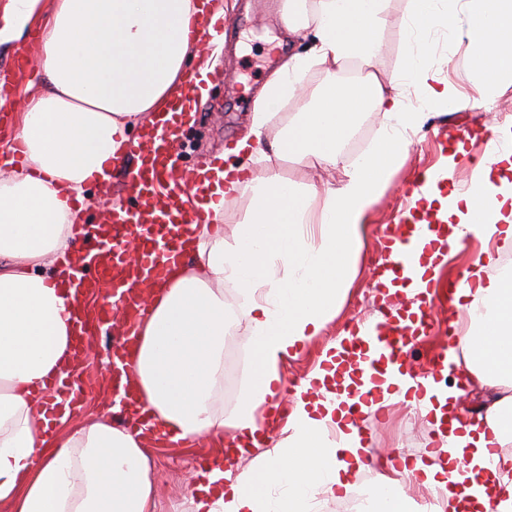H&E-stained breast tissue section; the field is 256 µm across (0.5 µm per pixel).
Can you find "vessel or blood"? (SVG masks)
Here are the masks:
<instances>
[{
  "label": "vessel or blood",
  "mask_w": 512,
  "mask_h": 512,
  "mask_svg": "<svg viewBox=\"0 0 512 512\" xmlns=\"http://www.w3.org/2000/svg\"><path fill=\"white\" fill-rule=\"evenodd\" d=\"M182 120L178 110L161 113L140 140L128 145V154L138 163L126 171L124 211L104 212L98 224H79L73 230L84 245L69 260L73 302L81 304L88 295L101 298L97 315L77 324L75 352L83 354L105 330H112V393L134 429L140 428L144 414L130 361L135 327L147 313L151 291L167 281L172 264L182 256L191 224L200 219L198 211L184 202L197 184L179 166L175 133ZM385 236L397 254L394 269L416 265L423 270L426 289L419 295V310L405 316L385 311L382 322L371 330L362 322L354 325L347 350L323 368L340 380L355 372L380 376L386 364L396 365L407 385L406 399L422 409L436 402L435 386L448 366V355L443 349L432 352L421 368L411 365L408 357L411 343L447 328L446 320L435 314L447 296L433 288L434 269L429 264L431 256L448 250L447 227L422 210L402 223L387 225ZM50 389L77 405L94 393L95 386L66 377L51 383Z\"/></svg>",
  "instance_id": "vessel-or-blood-1"
}]
</instances>
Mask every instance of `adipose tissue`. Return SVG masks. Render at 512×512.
<instances>
[{
	"label": "adipose tissue",
	"instance_id": "1",
	"mask_svg": "<svg viewBox=\"0 0 512 512\" xmlns=\"http://www.w3.org/2000/svg\"><path fill=\"white\" fill-rule=\"evenodd\" d=\"M473 70L481 92L512 79V0H468ZM385 0H281L288 34L309 29L313 44L289 57L255 100L253 126L237 152L257 149L266 165L245 177L216 161L202 170L207 188L196 206L188 259L172 271L149 303L135 357L139 394L165 441L183 445L225 430L258 432L259 408L274 397L282 361L336 315L364 246L366 218L393 169L404 159L406 133L423 115L404 111L371 69L378 56ZM39 85H27L24 110L11 129L18 159L0 164V512H158L151 465L141 437L104 414L87 417L56 439L46 438L40 399L51 377L63 374L73 333L64 287L65 256L76 250L71 227L84 210V192L111 170L136 123H152L183 94L185 65L198 56L200 0H6L0 41L20 39L38 14ZM456 0H411L413 44L397 80L416 84L444 111L458 97L431 74L422 52L436 28L456 30ZM368 67L359 81H328L308 91L312 65L331 76L350 61ZM309 98L272 139L268 117L288 100ZM381 112L394 131L366 155L344 157L345 140L362 113ZM309 161L342 167L340 185L317 187L284 177L276 164ZM250 199L236 244L224 246L226 197ZM437 218L449 224L450 251L463 238H512V157L481 160L465 192L426 193ZM476 265L454 299L469 329L451 362L462 381L441 388L456 408L472 384L489 387L485 412L453 421L446 459H415L420 486L439 490L437 512H463L454 484L500 492L496 512H512V279L485 276ZM239 298L224 300L225 284ZM247 320L256 365L232 417L224 415V337ZM314 369L291 400L281 436L241 471L222 458L191 483L173 512H316V499L346 488L363 470L362 435L345 412L309 390L323 382Z\"/></svg>",
	"mask_w": 512,
	"mask_h": 512
}]
</instances>
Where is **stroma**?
I'll list each match as a JSON object with an SVG mask.
<instances>
[{
    "mask_svg": "<svg viewBox=\"0 0 512 512\" xmlns=\"http://www.w3.org/2000/svg\"><path fill=\"white\" fill-rule=\"evenodd\" d=\"M223 2L224 50L208 74L207 93L198 98L192 123L185 125L180 135L181 166L187 173L232 148L249 131L258 90L279 64L309 47L308 40L288 37L277 16V0ZM408 6V0H386L375 67L378 75H391L401 67L406 40L403 20ZM468 22V7L465 0H460L455 35L447 38L438 30L423 45L428 52L440 41H447V54L436 57L431 68L439 79L448 82L463 106L443 112L415 104V111L425 113L426 122L413 136L407 155L368 216L358 271L347 285L335 318L282 365L280 377L288 384L305 378L316 367L326 345L341 332L374 318L381 305L374 269L386 250L384 229L398 223L411 208L418 176L450 164L454 167L452 179L437 181V188L444 193L454 188L467 190L470 176L485 153V137L512 142V80L501 82L489 96L481 95L470 64ZM39 61L40 45L34 33L24 34L17 42L0 44V84L12 102L11 112H0V156L8 152V132L17 112L23 109L26 83L40 78ZM250 336L249 324L242 320L224 338V366L233 374V388L224 394V413L228 416L252 381L255 357ZM362 431L364 445L378 458L380 469L397 474L402 473L404 461L423 456L433 435L426 418L401 403L363 413ZM146 453L152 463L161 512H170L172 504L186 494L189 483L197 480L214 448L203 438L188 446L155 443L147 447Z\"/></svg>",
    "mask_w": 512,
    "mask_h": 512,
    "instance_id": "stroma-1",
    "label": "stroma"
}]
</instances>
